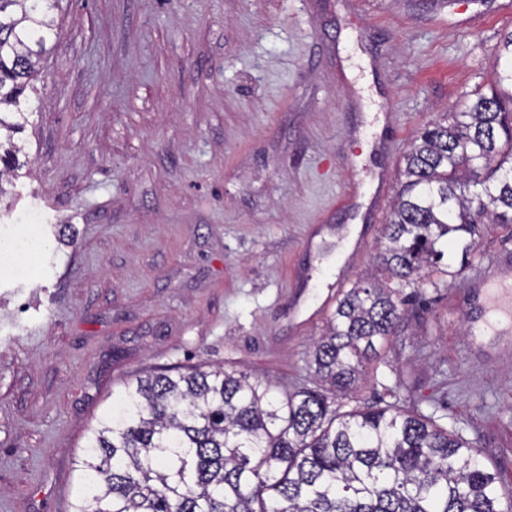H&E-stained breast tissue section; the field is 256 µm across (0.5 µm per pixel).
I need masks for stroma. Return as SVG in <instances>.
Listing matches in <instances>:
<instances>
[{
	"instance_id": "obj_1",
	"label": "stroma",
	"mask_w": 512,
	"mask_h": 512,
	"mask_svg": "<svg viewBox=\"0 0 512 512\" xmlns=\"http://www.w3.org/2000/svg\"><path fill=\"white\" fill-rule=\"evenodd\" d=\"M19 134L9 210L74 243L0 269V512H61L89 427L125 383L203 364L315 387L309 350L344 291L311 279L323 224H356L354 179L387 197L427 125L492 82L512 17L495 0H64ZM394 115L372 149L356 116ZM486 224L465 269L405 289L404 318L345 409L399 402L462 429L512 499V339L477 344Z\"/></svg>"
}]
</instances>
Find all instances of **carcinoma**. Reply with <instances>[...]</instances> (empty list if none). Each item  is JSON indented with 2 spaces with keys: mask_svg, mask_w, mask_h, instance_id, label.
<instances>
[{
  "mask_svg": "<svg viewBox=\"0 0 512 512\" xmlns=\"http://www.w3.org/2000/svg\"><path fill=\"white\" fill-rule=\"evenodd\" d=\"M57 8L0 0V200L21 176L14 135L29 124L24 92L51 50ZM503 51L489 92L412 142L376 272L344 294L314 346L321 389L281 397L269 382L199 366L139 376L118 412L88 428L71 512H512L478 449L434 415L336 408L393 336L399 290L454 257L448 240L466 262L480 224L512 225V31Z\"/></svg>",
  "mask_w": 512,
  "mask_h": 512,
  "instance_id": "carcinoma-1",
  "label": "carcinoma"
}]
</instances>
